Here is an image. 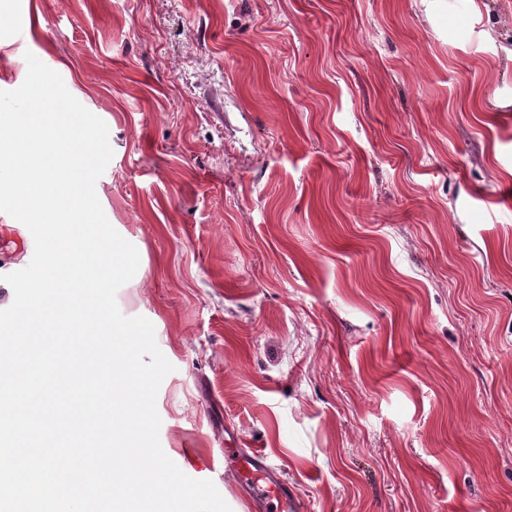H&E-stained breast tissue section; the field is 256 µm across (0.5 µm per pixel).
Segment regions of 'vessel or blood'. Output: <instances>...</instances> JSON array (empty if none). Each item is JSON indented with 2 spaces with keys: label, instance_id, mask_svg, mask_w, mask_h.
<instances>
[{
  "label": "vessel or blood",
  "instance_id": "1",
  "mask_svg": "<svg viewBox=\"0 0 512 512\" xmlns=\"http://www.w3.org/2000/svg\"><path fill=\"white\" fill-rule=\"evenodd\" d=\"M232 470L234 478L248 486L254 503L273 505L275 512H299L297 492L288 481L279 478L263 449H238Z\"/></svg>",
  "mask_w": 512,
  "mask_h": 512
}]
</instances>
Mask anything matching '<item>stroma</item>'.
Masks as SVG:
<instances>
[{
  "instance_id": "stroma-1",
  "label": "stroma",
  "mask_w": 512,
  "mask_h": 512,
  "mask_svg": "<svg viewBox=\"0 0 512 512\" xmlns=\"http://www.w3.org/2000/svg\"><path fill=\"white\" fill-rule=\"evenodd\" d=\"M109 130L116 296L174 370L166 455L254 512H512V0H0ZM34 253L0 212L3 275ZM237 449L232 466L233 477L245 483L250 497L257 504H272L275 512H297L301 503L295 489L278 476V469L268 464V456L262 448Z\"/></svg>"
}]
</instances>
